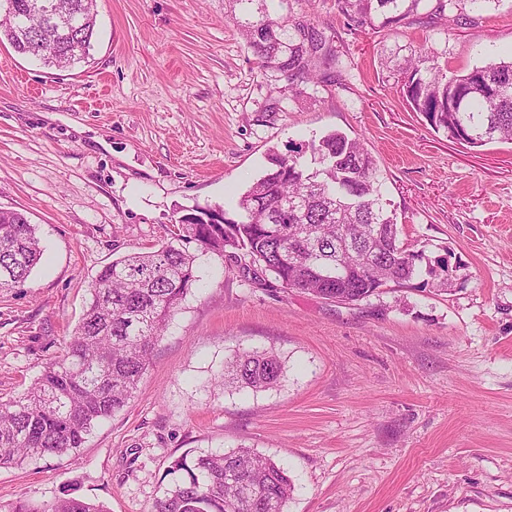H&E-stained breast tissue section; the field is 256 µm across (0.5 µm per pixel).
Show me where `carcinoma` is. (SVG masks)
<instances>
[{"label":"carcinoma","mask_w":512,"mask_h":512,"mask_svg":"<svg viewBox=\"0 0 512 512\" xmlns=\"http://www.w3.org/2000/svg\"><path fill=\"white\" fill-rule=\"evenodd\" d=\"M478 0H336L352 30L382 31L425 18L451 33ZM0 14V41L46 65L89 59L96 34V0H53L81 22L62 33L55 19L32 11L35 0H13ZM256 4L258 20L242 29L262 68L288 88L324 83L341 63L336 35L311 19H296L301 0H235ZM278 3L279 10L270 8ZM406 100L430 126L470 147L512 141V59L491 58L463 74L448 73L437 55L405 60ZM379 169L363 145L340 132L321 136L310 158H272V168L241 196L240 220L205 224L211 211L177 221L171 241L112 261L91 285V300L66 353L20 396L0 400V467L60 456L82 447L95 424L122 409L146 372L152 351L199 282L194 243L204 252L243 262L251 281L272 276L281 287L357 304L384 287H402L422 274L449 291L448 258L434 261L399 237L378 188ZM43 255L35 225L0 209V294L26 282ZM285 366L272 350H237L224 360L222 385L262 392L279 386ZM172 484L152 512H284L294 484L274 460L250 448L172 462ZM7 512H107L104 505L59 498L42 507L19 501Z\"/></svg>","instance_id":"obj_1"}]
</instances>
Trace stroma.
Returning a JSON list of instances; mask_svg holds the SVG:
<instances>
[{"label": "stroma", "mask_w": 512, "mask_h": 512, "mask_svg": "<svg viewBox=\"0 0 512 512\" xmlns=\"http://www.w3.org/2000/svg\"><path fill=\"white\" fill-rule=\"evenodd\" d=\"M228 0H97L88 62L47 66L0 44V208L45 249L0 296V398L64 354L99 271L155 250L196 210L239 220L272 154L338 130L377 161L400 237L449 255L454 288L412 281L355 305L251 283L213 254L136 393L82 448L0 468V505L74 497L151 512L177 457L238 447L294 482L287 512H512V144L448 140L406 103L390 60L452 71L512 56V0L477 23L350 33L335 0L308 16L336 34L330 82L285 91L245 45ZM275 349L281 387L227 391L225 357Z\"/></svg>", "instance_id": "1"}]
</instances>
